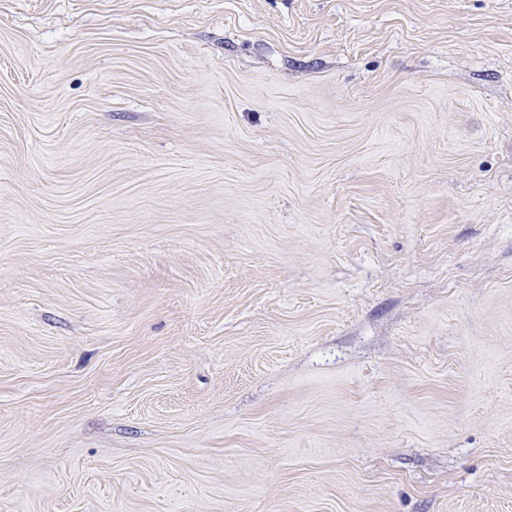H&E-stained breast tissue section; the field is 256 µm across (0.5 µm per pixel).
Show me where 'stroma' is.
I'll return each instance as SVG.
<instances>
[{
	"label": "stroma",
	"instance_id": "1",
	"mask_svg": "<svg viewBox=\"0 0 512 512\" xmlns=\"http://www.w3.org/2000/svg\"><path fill=\"white\" fill-rule=\"evenodd\" d=\"M0 512H512V0H0Z\"/></svg>",
	"mask_w": 512,
	"mask_h": 512
}]
</instances>
